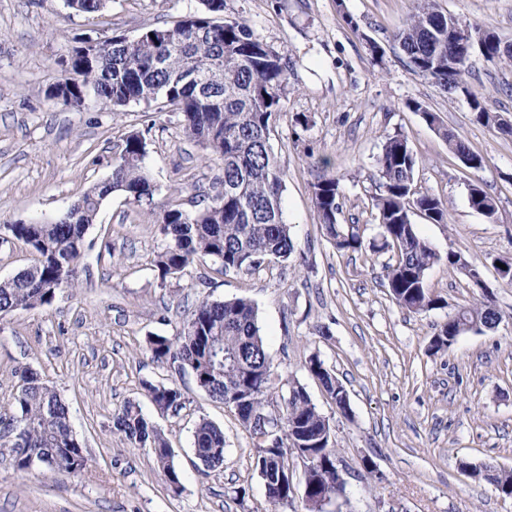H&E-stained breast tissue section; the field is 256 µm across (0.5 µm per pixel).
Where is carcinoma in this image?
Returning <instances> with one entry per match:
<instances>
[{"mask_svg": "<svg viewBox=\"0 0 512 512\" xmlns=\"http://www.w3.org/2000/svg\"><path fill=\"white\" fill-rule=\"evenodd\" d=\"M205 10L172 26L154 27L135 37L112 36V49L89 60L76 51L67 70L55 78L59 93L77 97L93 91L104 104L119 110L130 103L160 102L182 116L186 133L206 151V160L221 165L222 191L202 209L184 212L177 207L151 212L160 236L154 266L161 282L178 279L195 258L210 256L226 271H256L272 261L288 260L294 250L291 226L282 210L286 172L270 145V134L285 94L287 63L252 29L238 20L217 21L224 0H204ZM78 13L95 15L106 0H66ZM448 31V15L434 0H416L413 12L394 35L409 66L431 78L443 92L463 80L465 62L458 48L465 30ZM198 79H185L187 73ZM475 120L503 135L497 113L487 111L482 93L471 90ZM448 149L467 154L474 169L484 168L486 158L455 134L442 131ZM149 143L141 132H132L112 158V173L89 187L72 204L73 224L22 222L11 225V234L32 247L38 259L9 279L0 280V315L32 310L51 304L77 285L85 237L109 192H120L139 202L150 200L156 186L149 178L145 159ZM419 158L407 137L386 138L378 158L382 190L375 198L384 245L397 250L398 260L387 267L385 280L391 298L415 313L439 308L440 299L426 288L429 269L441 262L462 268L455 251L436 252L418 236L411 216L418 211L442 224L446 208L441 200L414 189ZM313 200L324 234L338 251H357L363 242L346 233L338 222L341 211L340 180L322 177L313 184ZM472 209L490 218L496 201L485 189L469 198ZM490 329L501 321L490 292L477 302L448 316L430 340V349L445 351L457 339L459 321ZM147 350L153 361L189 370L200 389L234 411L241 425L254 436L253 422L265 417L276 438L253 441L254 470L263 482L269 504L277 509L294 497L290 485L280 486V463L297 451L312 456L304 471L306 512H325L326 499L348 497V482H336L339 470L330 419L323 415L306 389L291 385L280 402L271 401L276 377L271 356L257 324L254 303L248 298L200 301L172 337L151 335ZM307 369L334 401L338 411L350 415L347 390L317 354L307 359ZM15 412L0 417V447L11 451L18 469H27L32 457H44L43 466L66 475L86 469V457L74 453L80 447L69 416V406L40 375L26 369L19 374ZM152 404L163 413L178 415L185 397L174 383H144ZM112 431L131 446L152 450L158 469L173 492L181 490L169 441L142 410L137 400L126 401L112 419ZM194 452L203 471L224 463V431L205 417L193 432ZM489 479L504 498H512V470H499Z\"/></svg>", "mask_w": 512, "mask_h": 512, "instance_id": "obj_1", "label": "carcinoma"}]
</instances>
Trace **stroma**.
<instances>
[{
    "instance_id": "obj_1",
    "label": "stroma",
    "mask_w": 512,
    "mask_h": 512,
    "mask_svg": "<svg viewBox=\"0 0 512 512\" xmlns=\"http://www.w3.org/2000/svg\"><path fill=\"white\" fill-rule=\"evenodd\" d=\"M436 4L461 24L484 22L512 39V0ZM202 8V0H108L101 15L90 16L64 0H0V279L35 260L7 225L60 217L110 175L130 132L147 135L145 163L157 187L149 202L118 192L103 201L86 235L77 288L0 317V413L12 410L19 371L36 370L68 404L88 459L74 477L24 471L0 448V512H266L252 441L235 413L198 388L191 373L153 361L146 349L147 336L174 335L199 301L238 297L254 302L276 373L304 386L330 420L350 490L334 512H388L394 501L404 512H512L511 499L462 468L512 469V284L497 272L499 261H512V136L477 123L464 98L409 67L393 35L413 0H224L225 18L247 23L288 63L270 143L287 171L282 208L294 251L252 273H225L201 256L180 281L160 284L153 268L160 237L149 213L210 203L218 165L203 161L178 113L143 103L115 112L91 93L84 106H65L46 91L77 39L133 37ZM466 80L482 91L488 111L512 119V64L473 57ZM427 111L439 126L425 121ZM444 128L486 157L483 169L461 164ZM398 133L419 158L416 191L448 211L444 224L413 215L418 234L439 253L479 264L501 314L495 329L465 333L437 355L428 352L431 336L479 292L445 263L427 274L443 308L410 312L385 288L396 253L370 247L381 232L373 199L383 143ZM332 175L340 179L339 222L361 237L362 250L337 251L320 226L313 185ZM473 183L495 198L494 217L470 207ZM314 352L344 384L350 417L309 374ZM147 381L182 389L179 415L154 407ZM133 398L169 438L180 492L168 487L151 449L113 434V413ZM202 416L223 428L226 441L223 468L205 474L193 454ZM240 488L245 497H237Z\"/></svg>"
}]
</instances>
